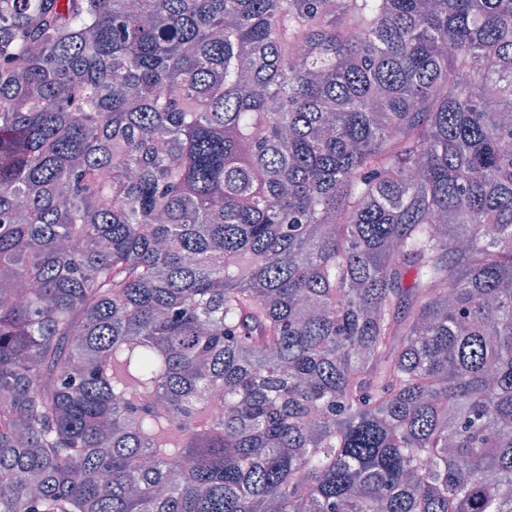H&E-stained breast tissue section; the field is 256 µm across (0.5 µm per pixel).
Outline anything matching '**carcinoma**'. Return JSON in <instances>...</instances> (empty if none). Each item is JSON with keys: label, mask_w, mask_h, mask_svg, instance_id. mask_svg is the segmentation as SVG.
I'll list each match as a JSON object with an SVG mask.
<instances>
[{"label": "carcinoma", "mask_w": 512, "mask_h": 512, "mask_svg": "<svg viewBox=\"0 0 512 512\" xmlns=\"http://www.w3.org/2000/svg\"><path fill=\"white\" fill-rule=\"evenodd\" d=\"M0 512H512V0H0Z\"/></svg>", "instance_id": "1"}]
</instances>
